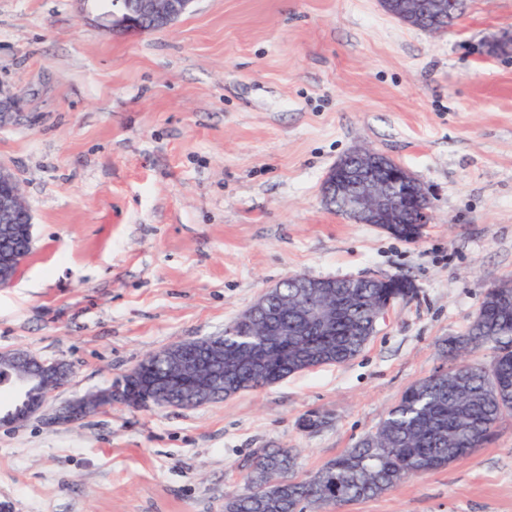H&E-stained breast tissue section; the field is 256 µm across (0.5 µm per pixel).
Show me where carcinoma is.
<instances>
[{"instance_id": "1", "label": "carcinoma", "mask_w": 512, "mask_h": 512, "mask_svg": "<svg viewBox=\"0 0 512 512\" xmlns=\"http://www.w3.org/2000/svg\"><path fill=\"white\" fill-rule=\"evenodd\" d=\"M412 292V283L401 276L386 283L367 281L357 288L346 278L336 280L330 293L333 301L345 305L347 322L336 324L333 336H300L297 328L288 326V333L308 356L297 357L290 351L285 364L281 354L274 353L267 360L264 378L272 385L314 365L349 362L370 340L364 332L375 312ZM480 307L487 309L485 324H471L466 336L451 341L450 351H468L487 342L512 343V307L499 304L490 291ZM255 344L256 338L235 324L222 336L200 341L192 359L207 361L209 350L216 346L235 357L239 366L234 368L233 379L248 387L256 376L243 362ZM139 369L140 389L149 391L168 366L166 359L151 353L139 363ZM493 369L511 374L512 353L497 356L488 367L463 361L412 384L388 412L372 441L360 440L306 478L290 472L293 464L286 461L282 449H263L248 474L251 489L225 495L224 512H305L308 508L330 512L380 496L409 477L471 456L467 449L483 447L497 425L512 417V381L492 393L489 371Z\"/></svg>"}]
</instances>
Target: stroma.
<instances>
[{
	"mask_svg": "<svg viewBox=\"0 0 512 512\" xmlns=\"http://www.w3.org/2000/svg\"><path fill=\"white\" fill-rule=\"evenodd\" d=\"M108 0H0V128L34 245L0 287V352L70 364L54 405L146 354L222 335L294 273L407 277L353 360L193 408L115 403L0 425V512H224L257 448L304 477L455 365L488 288L512 282V0L447 33L378 0H197L172 27L107 29ZM383 152L426 189L420 243L327 208L340 158ZM310 413L324 417L314 430ZM340 512H512V418L475 455Z\"/></svg>",
	"mask_w": 512,
	"mask_h": 512,
	"instance_id": "stroma-1",
	"label": "stroma"
}]
</instances>
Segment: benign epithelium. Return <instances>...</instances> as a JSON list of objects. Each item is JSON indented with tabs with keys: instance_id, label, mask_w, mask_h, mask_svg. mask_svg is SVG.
<instances>
[{
	"instance_id": "benign-epithelium-1",
	"label": "benign epithelium",
	"mask_w": 512,
	"mask_h": 512,
	"mask_svg": "<svg viewBox=\"0 0 512 512\" xmlns=\"http://www.w3.org/2000/svg\"><path fill=\"white\" fill-rule=\"evenodd\" d=\"M194 0H112V26L127 33H140L150 25L167 28L191 7ZM455 0H380L384 12L412 27L435 31L424 19L427 9L450 10ZM17 102L0 93V127L20 119ZM326 206L357 224H373L385 231L391 224H402L406 208L415 204L412 223L426 229L432 221L428 191L414 176L391 157L372 149H357L336 162L321 186ZM24 237L33 245L31 212L23 200L20 179L0 164V286L9 284L22 263L8 247L10 239ZM331 278L296 275L266 288L257 301L239 315V323L263 336L278 349L288 351V327L281 313L289 311L296 322L311 329L328 332L329 327L345 317V312L330 303ZM285 288H296L293 304H288ZM280 297V310L268 309V301ZM188 342L180 341L165 348L163 356L171 363L170 372L181 376L188 397L177 394L178 407L188 408L215 400L213 371L224 365V356L211 354L208 369L187 356ZM71 377V367L63 360H48L23 349L0 352V384L14 393L13 401L0 406V424L24 421L46 411L56 424H72L101 409L103 399L130 402L128 387L138 377V368L123 377L122 386L90 394L61 406H52L54 394ZM173 391L161 387L141 394L136 406L170 408Z\"/></svg>"
}]
</instances>
